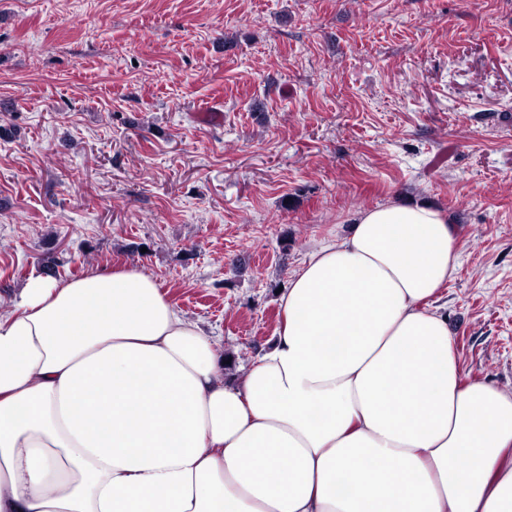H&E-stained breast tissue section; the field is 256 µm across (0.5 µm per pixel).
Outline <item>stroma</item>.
Instances as JSON below:
<instances>
[{"label": "stroma", "instance_id": "obj_1", "mask_svg": "<svg viewBox=\"0 0 512 512\" xmlns=\"http://www.w3.org/2000/svg\"><path fill=\"white\" fill-rule=\"evenodd\" d=\"M397 196L457 224L442 310L511 393L512 0H0L2 293L135 267L242 367Z\"/></svg>", "mask_w": 512, "mask_h": 512}]
</instances>
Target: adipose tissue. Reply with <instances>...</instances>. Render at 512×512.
<instances>
[{
    "mask_svg": "<svg viewBox=\"0 0 512 512\" xmlns=\"http://www.w3.org/2000/svg\"><path fill=\"white\" fill-rule=\"evenodd\" d=\"M457 265L442 208L356 212L238 382L152 275L30 277L0 317V512H512V394L438 306Z\"/></svg>",
    "mask_w": 512,
    "mask_h": 512,
    "instance_id": "adipose-tissue-1",
    "label": "adipose tissue"
}]
</instances>
